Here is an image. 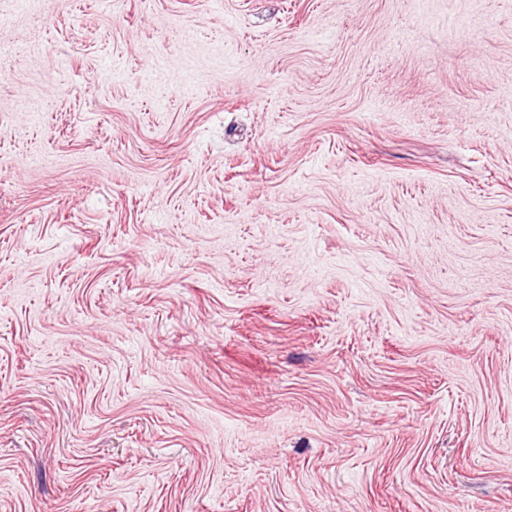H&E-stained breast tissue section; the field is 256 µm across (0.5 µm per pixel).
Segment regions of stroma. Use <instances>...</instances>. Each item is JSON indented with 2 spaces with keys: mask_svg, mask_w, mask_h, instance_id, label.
Segmentation results:
<instances>
[{
  "mask_svg": "<svg viewBox=\"0 0 512 512\" xmlns=\"http://www.w3.org/2000/svg\"><path fill=\"white\" fill-rule=\"evenodd\" d=\"M0 512H512V0H0Z\"/></svg>",
  "mask_w": 512,
  "mask_h": 512,
  "instance_id": "obj_1",
  "label": "stroma"
}]
</instances>
